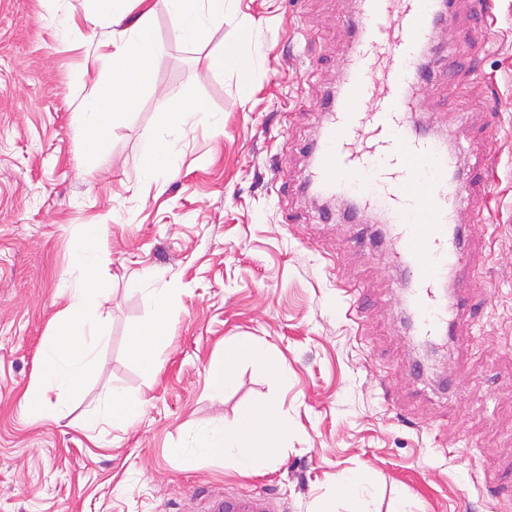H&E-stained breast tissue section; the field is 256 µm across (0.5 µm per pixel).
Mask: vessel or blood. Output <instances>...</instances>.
I'll list each match as a JSON object with an SVG mask.
<instances>
[{"mask_svg":"<svg viewBox=\"0 0 512 512\" xmlns=\"http://www.w3.org/2000/svg\"><path fill=\"white\" fill-rule=\"evenodd\" d=\"M441 0H360L358 37L331 120L314 152L318 194L350 198L380 212L395 233V258L414 288L410 304L421 334L448 330L438 288L464 261L449 204L471 193L446 139L424 133L415 110L420 49ZM206 512H276L267 495L216 493Z\"/></svg>","mask_w":512,"mask_h":512,"instance_id":"obj_1","label":"vessel or blood"}]
</instances>
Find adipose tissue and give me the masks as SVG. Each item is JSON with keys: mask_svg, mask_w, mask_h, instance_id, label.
Returning a JSON list of instances; mask_svg holds the SVG:
<instances>
[{"mask_svg": "<svg viewBox=\"0 0 512 512\" xmlns=\"http://www.w3.org/2000/svg\"><path fill=\"white\" fill-rule=\"evenodd\" d=\"M101 11L120 24L108 42L117 68H124L132 59L146 60L154 54L156 45L148 17H141L129 27L121 22L131 10V0H99ZM168 14L182 36L189 41L220 28L224 24V0H166ZM197 116L207 124L193 102H186L181 111L164 113L161 134L146 139L141 146L145 159V182L156 181L167 172L176 155L177 140L185 131L188 116ZM122 118L116 104L103 93L88 94L81 106L80 120L88 137L85 147L90 154L106 150L105 131ZM102 245L96 236L84 237L72 259L77 273V286L72 303L66 310L61 326L50 336L39 353L40 370L36 389H58L74 393L90 376L97 363L99 350L108 338L100 330L101 300L106 295L105 281L100 274ZM155 311L154 319L134 332L129 348L145 375L156 374L160 361L157 347L168 334V324L174 299L168 289H155L149 295ZM248 361L262 369L276 384L288 381V366L271 357L265 350L245 338H237L224 348L222 364L209 368L206 379L210 393L223 396L236 382V366ZM288 437V427L280 410L269 402L260 407L240 411L231 427H201L190 436L186 447L176 448L172 456L177 463L192 464L204 460H230L243 474L275 464L277 449Z\"/></svg>", "mask_w": 512, "mask_h": 512, "instance_id": "1", "label": "adipose tissue"}]
</instances>
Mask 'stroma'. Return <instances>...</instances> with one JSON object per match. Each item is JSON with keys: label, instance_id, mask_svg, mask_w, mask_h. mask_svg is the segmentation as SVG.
<instances>
[{"label": "stroma", "instance_id": "obj_1", "mask_svg": "<svg viewBox=\"0 0 512 512\" xmlns=\"http://www.w3.org/2000/svg\"><path fill=\"white\" fill-rule=\"evenodd\" d=\"M452 0L421 63L416 120L449 142L463 178L489 170L455 201L475 253L444 283L478 274L480 326L459 320L435 360L407 317L406 280L387 225L307 189L357 42L358 0H226V21L185 40L164 0L149 13L158 50L132 108L108 128L105 153L84 150L82 100L111 84L112 27L96 0H0V512H185L208 490L265 492L279 512H349L348 478L365 472L369 512H506L512 506V0ZM468 56L449 60L460 41ZM252 78L242 82L241 68ZM193 101L209 126L187 125L174 170L144 184L140 145L163 108ZM102 242L108 343L80 390L26 399L39 351L72 302L73 250ZM363 294L346 315V288ZM175 299L162 367L145 377L128 348L153 318L148 293ZM242 336L288 365L274 384L248 362L222 398L206 372ZM124 387L144 410L127 427L91 425L104 393ZM272 400L288 422L277 467L182 466L173 449L201 425L231 426Z\"/></svg>", "mask_w": 512, "mask_h": 512}]
</instances>
